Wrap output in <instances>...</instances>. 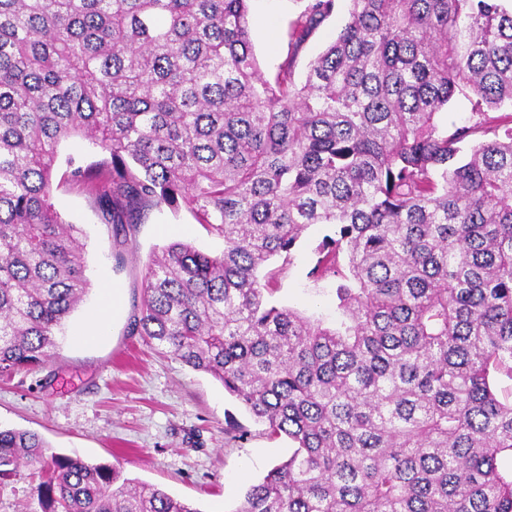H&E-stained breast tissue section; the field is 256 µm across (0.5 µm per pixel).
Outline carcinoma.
Returning a JSON list of instances; mask_svg holds the SVG:
<instances>
[{
  "instance_id": "carcinoma-1",
  "label": "carcinoma",
  "mask_w": 512,
  "mask_h": 512,
  "mask_svg": "<svg viewBox=\"0 0 512 512\" xmlns=\"http://www.w3.org/2000/svg\"><path fill=\"white\" fill-rule=\"evenodd\" d=\"M250 0H0V373L32 371L91 288L55 209L61 143L101 223L186 206L224 239L145 266L131 332L294 444L236 512H512V0H349L295 81L258 70ZM335 0H311L297 48ZM464 95L467 124L439 114ZM333 326L269 301L302 233ZM42 512H200L0 427Z\"/></svg>"
}]
</instances>
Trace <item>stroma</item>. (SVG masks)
I'll return each instance as SVG.
<instances>
[{
    "mask_svg": "<svg viewBox=\"0 0 512 512\" xmlns=\"http://www.w3.org/2000/svg\"><path fill=\"white\" fill-rule=\"evenodd\" d=\"M308 0H252L250 29L259 71L275 80L292 63L303 76L347 18L336 0L300 49L288 33ZM62 218L86 231L92 288L71 316L53 359L31 372L0 377V426L37 432L52 452L119 466L125 476L161 486L201 512H236L247 488L287 458L286 437L270 435L222 384L131 335L145 265L155 249L188 241L217 253L224 242L197 224L188 208L153 210L127 237L101 224L82 186L53 191ZM328 226H310L292 263L277 277L274 303L312 317H336V280L312 282L309 271ZM111 309L106 332L87 337L100 307ZM42 475L20 465L0 482V512H41L34 489Z\"/></svg>",
    "mask_w": 512,
    "mask_h": 512,
    "instance_id": "obj_1",
    "label": "stroma"
}]
</instances>
